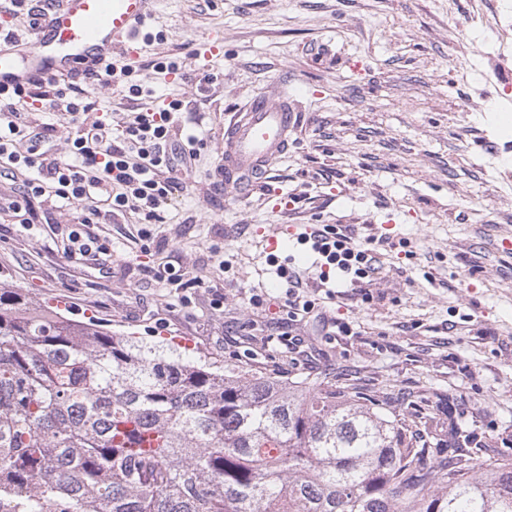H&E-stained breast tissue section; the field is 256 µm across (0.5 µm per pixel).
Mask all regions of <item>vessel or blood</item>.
Instances as JSON below:
<instances>
[{"instance_id":"1","label":"vessel or blood","mask_w":512,"mask_h":512,"mask_svg":"<svg viewBox=\"0 0 512 512\" xmlns=\"http://www.w3.org/2000/svg\"><path fill=\"white\" fill-rule=\"evenodd\" d=\"M35 14L28 40L0 39V88L35 77L69 79L123 54L152 14V0H60ZM297 110L287 94L254 97L224 128V193L246 199L288 149Z\"/></svg>"}]
</instances>
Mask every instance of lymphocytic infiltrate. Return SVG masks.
I'll list each match as a JSON object with an SVG mask.
<instances>
[{
    "mask_svg": "<svg viewBox=\"0 0 512 512\" xmlns=\"http://www.w3.org/2000/svg\"><path fill=\"white\" fill-rule=\"evenodd\" d=\"M42 101L75 122L72 160H60L44 129L25 121L30 103ZM93 107L83 86L73 82L34 80L0 92V121L6 124L0 130V177L18 185L17 198L5 201L7 209L21 213L24 204L47 195L65 203L89 202L100 221L118 212L138 224L158 219L196 156L193 143L171 141L181 101L131 113L115 125L100 119L80 122ZM298 241L317 254L321 282L340 272L356 283L376 272L370 250L354 245L336 226H311Z\"/></svg>",
    "mask_w": 512,
    "mask_h": 512,
    "instance_id": "obj_1",
    "label": "lymphocytic infiltrate"
}]
</instances>
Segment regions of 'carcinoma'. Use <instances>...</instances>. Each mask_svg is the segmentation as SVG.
I'll return each instance as SVG.
<instances>
[{"instance_id": "carcinoma-1", "label": "carcinoma", "mask_w": 512, "mask_h": 512, "mask_svg": "<svg viewBox=\"0 0 512 512\" xmlns=\"http://www.w3.org/2000/svg\"><path fill=\"white\" fill-rule=\"evenodd\" d=\"M473 442L450 404L186 359L0 281V512H512Z\"/></svg>"}]
</instances>
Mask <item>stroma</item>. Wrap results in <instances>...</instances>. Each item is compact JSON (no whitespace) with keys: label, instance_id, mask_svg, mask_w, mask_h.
Returning a JSON list of instances; mask_svg holds the SVG:
<instances>
[{"label":"stroma","instance_id":"obj_1","mask_svg":"<svg viewBox=\"0 0 512 512\" xmlns=\"http://www.w3.org/2000/svg\"><path fill=\"white\" fill-rule=\"evenodd\" d=\"M152 10L146 37L89 86L85 117L108 109L117 123L181 100L176 137L196 136L198 150L182 189L148 236L122 213L92 225L105 255L64 249L84 203L36 199L30 224L0 211V281L151 343L188 337L252 372L354 379L403 413L450 398L477 437L472 457L512 460V161L499 156L512 145V49L494 74L471 54L512 0H153ZM158 61L177 62L179 76L157 74ZM285 76L299 81L298 131L246 202L228 199L224 123ZM309 224L369 249L376 274L329 291L295 237L269 252L274 227ZM162 261L174 282L156 279ZM280 266L305 277L323 317L288 319Z\"/></svg>","mask_w":512,"mask_h":512}]
</instances>
